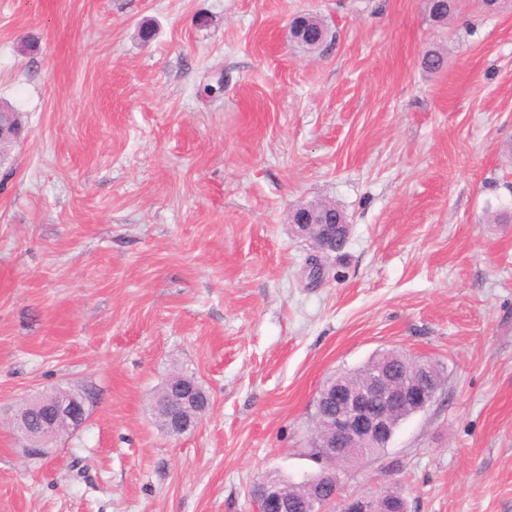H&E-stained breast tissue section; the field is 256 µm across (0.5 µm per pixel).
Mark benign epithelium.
I'll return each mask as SVG.
<instances>
[{
  "label": "benign epithelium",
  "mask_w": 512,
  "mask_h": 512,
  "mask_svg": "<svg viewBox=\"0 0 512 512\" xmlns=\"http://www.w3.org/2000/svg\"><path fill=\"white\" fill-rule=\"evenodd\" d=\"M324 216L325 210L312 204H300L290 210V223L295 232L314 248L310 267L320 270L323 269L322 259L336 251L333 233L337 232L344 238L349 235V225L344 218H337L331 225L325 222ZM439 387L440 383L432 377L430 362L423 359L397 372L387 361L355 387L348 385L342 377L335 375L329 378L315 400L327 435L313 442L315 455L328 467L320 471L316 494L305 502V512H327L335 504L338 512H376V506L381 503L390 505L384 512H407L406 501L390 499L388 489L384 487H375L350 498L340 497L335 464L365 457L371 448L388 447L397 428L395 415L407 407L415 412L424 410L434 400ZM188 405L208 408L211 406L210 395L195 383L181 384L157 403V406L167 409L164 431L170 436H182L197 426L198 419L185 411ZM86 416V402L70 397L51 405L35 428L20 416L12 420V425L26 439L36 435V442L27 452L31 456L43 457L59 437L61 427L74 429L83 424ZM257 485L258 492L252 498L258 512H270L273 506L281 512H288L291 497L281 489L278 476L269 473Z\"/></svg>",
  "instance_id": "benign-epithelium-1"
}]
</instances>
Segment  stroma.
<instances>
[{
	"instance_id": "1",
	"label": "stroma",
	"mask_w": 512,
	"mask_h": 512,
	"mask_svg": "<svg viewBox=\"0 0 512 512\" xmlns=\"http://www.w3.org/2000/svg\"><path fill=\"white\" fill-rule=\"evenodd\" d=\"M1 103L25 135L0 151V512H256L266 473L317 471L320 386L386 350L441 387L342 495L512 512V11L0 0ZM315 200L350 226L316 282L288 223ZM176 366L213 399L179 438L151 406ZM58 385L87 419L29 456L10 418ZM308 20V24L304 30L313 33H319V30H322L325 33V36L322 37L323 39H318L317 35L310 37L301 36L298 39H296L295 42H297L303 49H305V51L315 52L320 50L323 47V45L327 42L328 29L324 21L317 16L310 15Z\"/></svg>"
}]
</instances>
